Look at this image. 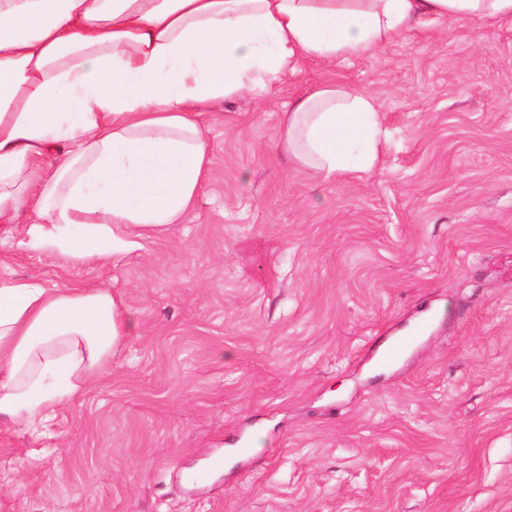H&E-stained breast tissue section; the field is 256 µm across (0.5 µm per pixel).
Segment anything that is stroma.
Segmentation results:
<instances>
[{
	"instance_id": "obj_1",
	"label": "stroma",
	"mask_w": 512,
	"mask_h": 512,
	"mask_svg": "<svg viewBox=\"0 0 512 512\" xmlns=\"http://www.w3.org/2000/svg\"><path fill=\"white\" fill-rule=\"evenodd\" d=\"M325 85L380 106L368 174L288 159L289 101ZM202 124L201 193L139 248L72 265L0 229V278L137 323L43 435L0 429V512H512V24L309 60Z\"/></svg>"
}]
</instances>
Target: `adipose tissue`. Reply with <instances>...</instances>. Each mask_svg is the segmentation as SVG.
I'll return each instance as SVG.
<instances>
[{
	"instance_id": "ef3b65f1",
	"label": "adipose tissue",
	"mask_w": 512,
	"mask_h": 512,
	"mask_svg": "<svg viewBox=\"0 0 512 512\" xmlns=\"http://www.w3.org/2000/svg\"><path fill=\"white\" fill-rule=\"evenodd\" d=\"M512 22V0H0V224L73 263L129 252L193 207L201 116L304 61L372 53L428 21ZM375 98L292 99L289 159L327 179L371 171ZM136 330L106 288L0 279V426L41 435Z\"/></svg>"
}]
</instances>
